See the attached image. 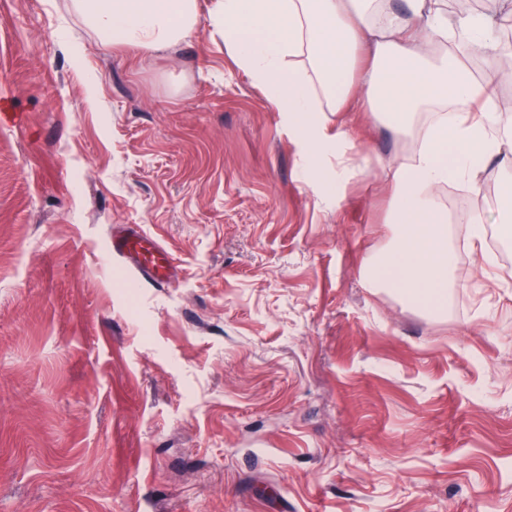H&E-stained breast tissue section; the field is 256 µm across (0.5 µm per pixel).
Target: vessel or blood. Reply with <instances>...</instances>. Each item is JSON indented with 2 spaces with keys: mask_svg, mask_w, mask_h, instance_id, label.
<instances>
[{
  "mask_svg": "<svg viewBox=\"0 0 512 512\" xmlns=\"http://www.w3.org/2000/svg\"><path fill=\"white\" fill-rule=\"evenodd\" d=\"M108 249L127 269L151 284L169 283L174 276L173 257L143 228L113 231Z\"/></svg>",
  "mask_w": 512,
  "mask_h": 512,
  "instance_id": "1",
  "label": "vessel or blood"
}]
</instances>
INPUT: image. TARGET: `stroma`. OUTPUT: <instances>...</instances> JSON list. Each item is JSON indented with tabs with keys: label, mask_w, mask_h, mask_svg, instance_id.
I'll return each mask as SVG.
<instances>
[{
	"label": "stroma",
	"mask_w": 512,
	"mask_h": 512,
	"mask_svg": "<svg viewBox=\"0 0 512 512\" xmlns=\"http://www.w3.org/2000/svg\"><path fill=\"white\" fill-rule=\"evenodd\" d=\"M2 106L0 512H512L511 176L461 185L489 243L429 316L369 278L427 113L324 112L326 200L222 35L144 56L72 0H0ZM136 229L112 230L108 249L127 269L153 285L169 283L174 276V259L141 226Z\"/></svg>",
	"instance_id": "stroma-1"
}]
</instances>
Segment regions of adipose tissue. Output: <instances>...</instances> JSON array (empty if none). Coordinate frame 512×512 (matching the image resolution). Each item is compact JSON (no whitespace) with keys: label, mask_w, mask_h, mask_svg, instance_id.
I'll return each mask as SVG.
<instances>
[{"label":"adipose tissue","mask_w":512,"mask_h":512,"mask_svg":"<svg viewBox=\"0 0 512 512\" xmlns=\"http://www.w3.org/2000/svg\"><path fill=\"white\" fill-rule=\"evenodd\" d=\"M104 38L151 55L209 27L261 87L303 146L315 181L336 194L340 180L324 177L322 151L345 141L319 119L323 106L343 108L354 84L353 65L365 59L367 96L397 126L446 102L421 135L418 149L396 170L392 221L404 225L398 247L374 262L373 279L399 288L409 301L439 308L454 255L445 243L448 217L439 189L457 180L475 185L490 161L512 169V124L501 119L497 88L512 71L475 79L463 60L475 53L506 54L512 47L491 33L483 13L449 20L444 0H405L403 10L378 0H73Z\"/></svg>","instance_id":"adipose-tissue-1"}]
</instances>
